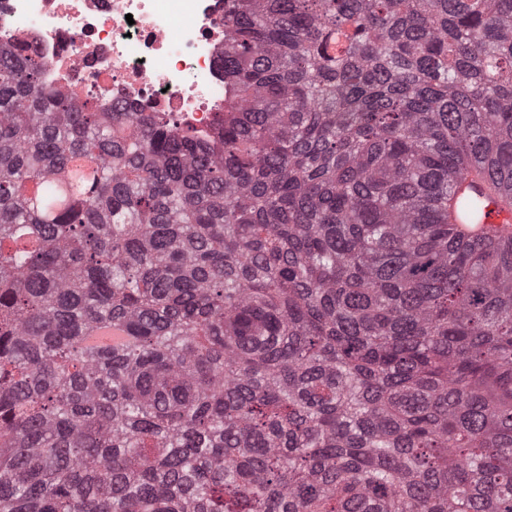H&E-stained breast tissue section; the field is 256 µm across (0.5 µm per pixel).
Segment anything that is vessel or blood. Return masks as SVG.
Wrapping results in <instances>:
<instances>
[{"label": "vessel or blood", "mask_w": 512, "mask_h": 512, "mask_svg": "<svg viewBox=\"0 0 512 512\" xmlns=\"http://www.w3.org/2000/svg\"><path fill=\"white\" fill-rule=\"evenodd\" d=\"M452 194L448 221L457 225L466 236L512 237V206L503 205L488 194L472 174H461Z\"/></svg>", "instance_id": "b4317fda"}]
</instances>
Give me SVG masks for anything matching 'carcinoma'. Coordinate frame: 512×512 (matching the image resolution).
I'll list each match as a JSON object with an SVG mask.
<instances>
[{"instance_id": "obj_1", "label": "carcinoma", "mask_w": 512, "mask_h": 512, "mask_svg": "<svg viewBox=\"0 0 512 512\" xmlns=\"http://www.w3.org/2000/svg\"><path fill=\"white\" fill-rule=\"evenodd\" d=\"M46 66L0 42V512H512V238L447 205L512 204V0H224L209 141ZM95 168V162L91 158H75L71 164L70 176L62 186V193L59 197V203H66L71 198L72 192L79 184L92 179L94 176ZM448 223L456 224L467 238L494 236L512 238V205H503L488 194L470 173L461 174L452 188Z\"/></svg>"}]
</instances>
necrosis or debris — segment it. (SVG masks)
Returning a JSON list of instances; mask_svg holds the SVG:
<instances>
[{"instance_id": "obj_1", "label": "necrosis or debris", "mask_w": 512, "mask_h": 512, "mask_svg": "<svg viewBox=\"0 0 512 512\" xmlns=\"http://www.w3.org/2000/svg\"><path fill=\"white\" fill-rule=\"evenodd\" d=\"M224 0H0V39L45 60L44 86L213 137Z\"/></svg>"}]
</instances>
